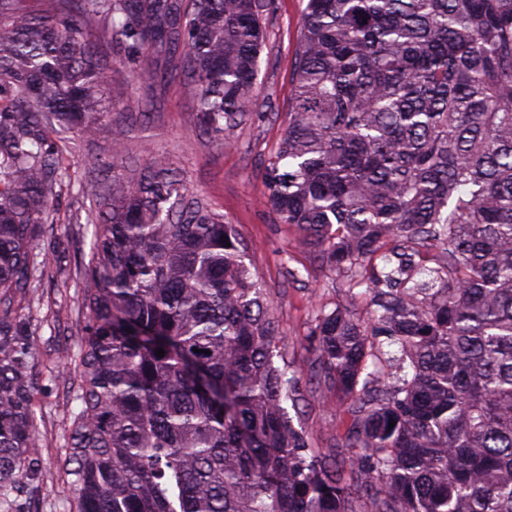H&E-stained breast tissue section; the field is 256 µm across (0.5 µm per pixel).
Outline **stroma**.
<instances>
[{"instance_id": "1", "label": "stroma", "mask_w": 512, "mask_h": 512, "mask_svg": "<svg viewBox=\"0 0 512 512\" xmlns=\"http://www.w3.org/2000/svg\"><path fill=\"white\" fill-rule=\"evenodd\" d=\"M267 21L254 92L253 115L236 127L226 144L212 142L192 121V100L179 83L159 88L138 78L122 51L112 53L108 73L124 100L108 119L130 129L128 152L138 166L153 159L174 169L191 192L203 195L236 224L249 246L247 263L264 284L279 321L282 350L289 362L307 369L313 355L309 338L318 305L345 298L344 278L322 267L315 254L297 242L293 227L279 223L263 203L265 161L288 125L295 50L300 36L302 0H276ZM112 137L99 132L80 151L64 152L66 178L54 201V218L38 249L47 272L32 284L35 302L21 311L20 326L40 350L32 368L37 383L38 448L43 490L32 512H72L65 489L63 460L68 452L73 414L79 410L70 386L73 374L60 358L74 350L83 316L79 307L85 282L79 270L90 254L83 227L89 215L84 194L89 171L110 156ZM318 401L293 416L316 448L333 451L349 421L334 387L322 386Z\"/></svg>"}]
</instances>
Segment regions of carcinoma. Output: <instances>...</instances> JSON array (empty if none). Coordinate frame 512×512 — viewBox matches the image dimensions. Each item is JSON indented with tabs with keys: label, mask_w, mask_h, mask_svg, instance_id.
<instances>
[{
	"label": "carcinoma",
	"mask_w": 512,
	"mask_h": 512,
	"mask_svg": "<svg viewBox=\"0 0 512 512\" xmlns=\"http://www.w3.org/2000/svg\"><path fill=\"white\" fill-rule=\"evenodd\" d=\"M273 3L0 0L4 512L37 490L36 347L16 319L62 185L50 133L100 130L120 45L223 142L252 112ZM293 82L265 203L375 306L368 325L319 308L311 331L349 455L293 424L302 374L236 226L155 160L91 185L84 320L62 356L75 512H512V0H306ZM127 142L113 129L94 165Z\"/></svg>",
	"instance_id": "obj_1"
}]
</instances>
